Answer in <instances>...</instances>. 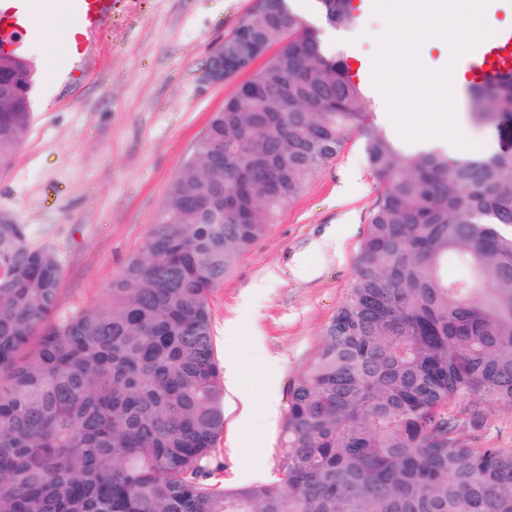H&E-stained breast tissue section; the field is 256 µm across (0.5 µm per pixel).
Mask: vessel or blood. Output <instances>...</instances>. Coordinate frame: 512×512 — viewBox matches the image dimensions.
<instances>
[{
  "label": "vessel or blood",
  "mask_w": 512,
  "mask_h": 512,
  "mask_svg": "<svg viewBox=\"0 0 512 512\" xmlns=\"http://www.w3.org/2000/svg\"><path fill=\"white\" fill-rule=\"evenodd\" d=\"M50 13L62 41L46 49L41 69L47 75L79 77L80 63L92 57L96 38L112 17V0H0V49L22 50L26 41L42 34ZM507 73H512V26L498 29L491 45L472 53L467 69L474 83Z\"/></svg>",
  "instance_id": "1"
}]
</instances>
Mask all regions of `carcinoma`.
Listing matches in <instances>:
<instances>
[{
	"mask_svg": "<svg viewBox=\"0 0 512 512\" xmlns=\"http://www.w3.org/2000/svg\"><path fill=\"white\" fill-rule=\"evenodd\" d=\"M317 2L358 25L352 0ZM239 30L276 55L213 115L98 302L56 317L57 251L0 224V512H512V448L457 438L512 407V150L402 148L287 0H256ZM8 77L34 80L20 61ZM472 104L511 120L512 77L472 85ZM33 119L0 112L1 172ZM353 133L381 193L292 387L281 464L264 483H212L209 295Z\"/></svg>",
	"mask_w": 512,
	"mask_h": 512,
	"instance_id": "carcinoma-1",
	"label": "carcinoma"
}]
</instances>
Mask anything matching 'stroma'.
Instances as JSON below:
<instances>
[{"label": "stroma", "instance_id": "1", "mask_svg": "<svg viewBox=\"0 0 512 512\" xmlns=\"http://www.w3.org/2000/svg\"><path fill=\"white\" fill-rule=\"evenodd\" d=\"M253 0H113L83 82L37 75L34 124L10 169L0 173V222L28 225L33 241L62 261L58 313L95 304L152 231L177 169L215 112L247 80L207 75L215 45ZM294 14L324 47L350 63L371 55L384 21L361 9L353 29L320 19L315 0ZM380 193L365 141L352 135L242 253L209 296L220 363L236 361L255 412L241 427V403L225 392L224 427L211 480L237 487L269 480L282 456L290 391L347 295ZM311 272L294 276L297 258ZM276 357L263 365L254 346Z\"/></svg>", "mask_w": 512, "mask_h": 512}]
</instances>
